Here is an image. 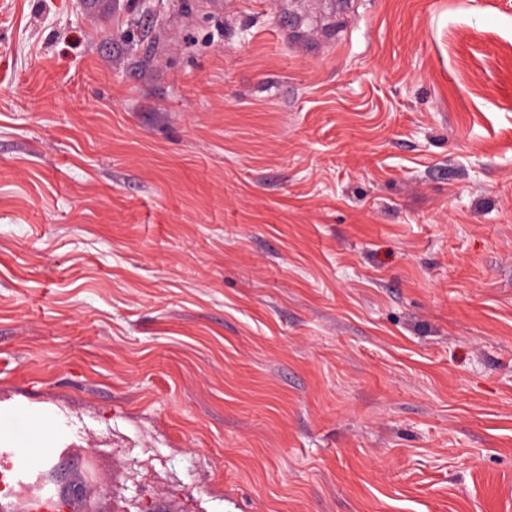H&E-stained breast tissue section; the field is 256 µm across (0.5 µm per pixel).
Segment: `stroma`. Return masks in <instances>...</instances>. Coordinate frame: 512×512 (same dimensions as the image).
I'll return each instance as SVG.
<instances>
[{
  "mask_svg": "<svg viewBox=\"0 0 512 512\" xmlns=\"http://www.w3.org/2000/svg\"><path fill=\"white\" fill-rule=\"evenodd\" d=\"M14 407L70 512H512V0H0Z\"/></svg>",
  "mask_w": 512,
  "mask_h": 512,
  "instance_id": "obj_1",
  "label": "stroma"
}]
</instances>
